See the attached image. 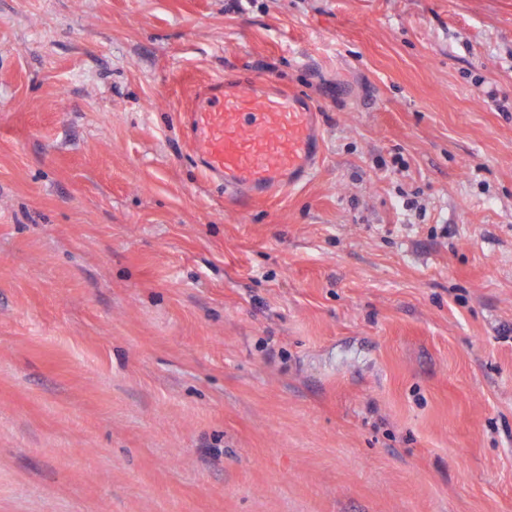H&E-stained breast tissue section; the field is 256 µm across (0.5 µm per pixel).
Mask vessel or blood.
Here are the masks:
<instances>
[{
    "instance_id": "b4317fda",
    "label": "vessel or blood",
    "mask_w": 512,
    "mask_h": 512,
    "mask_svg": "<svg viewBox=\"0 0 512 512\" xmlns=\"http://www.w3.org/2000/svg\"><path fill=\"white\" fill-rule=\"evenodd\" d=\"M187 122L193 154L240 209L303 184L323 156L318 112L261 80L204 85Z\"/></svg>"
}]
</instances>
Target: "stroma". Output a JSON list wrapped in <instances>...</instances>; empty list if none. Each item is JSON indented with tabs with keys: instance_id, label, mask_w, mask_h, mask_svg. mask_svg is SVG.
<instances>
[{
	"instance_id": "obj_1",
	"label": "stroma",
	"mask_w": 512,
	"mask_h": 512,
	"mask_svg": "<svg viewBox=\"0 0 512 512\" xmlns=\"http://www.w3.org/2000/svg\"><path fill=\"white\" fill-rule=\"evenodd\" d=\"M227 73L321 114L245 211ZM0 512H512V0H0ZM319 117L290 89L224 78L197 91L189 142L203 170L242 210L313 176L323 156Z\"/></svg>"
}]
</instances>
